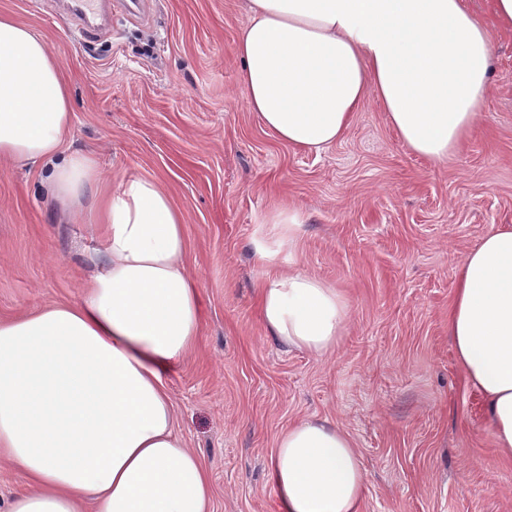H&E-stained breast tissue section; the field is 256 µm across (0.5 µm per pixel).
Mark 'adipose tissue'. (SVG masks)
I'll list each match as a JSON object with an SVG mask.
<instances>
[{
    "instance_id": "ef3b65f1",
    "label": "adipose tissue",
    "mask_w": 512,
    "mask_h": 512,
    "mask_svg": "<svg viewBox=\"0 0 512 512\" xmlns=\"http://www.w3.org/2000/svg\"><path fill=\"white\" fill-rule=\"evenodd\" d=\"M234 53L248 108L293 148L335 143L371 91L401 140L437 163L479 124L493 65L467 0H251ZM72 115L45 38L0 13V160L47 164L51 197L104 233V261L78 302L0 322V457L31 482L9 512H211L209 476L176 432L163 379L196 347L202 319L183 214L155 180L111 189L93 154L64 153ZM265 222L254 249L269 271L266 328L288 348L333 353L348 299L280 269L301 234L298 208ZM448 331L497 448L512 456V226L465 256ZM270 474L281 512H361L367 492L353 439L325 420L291 424Z\"/></svg>"
}]
</instances>
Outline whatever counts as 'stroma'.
<instances>
[{
  "label": "stroma",
  "instance_id": "1",
  "mask_svg": "<svg viewBox=\"0 0 512 512\" xmlns=\"http://www.w3.org/2000/svg\"><path fill=\"white\" fill-rule=\"evenodd\" d=\"M111 0L85 32L59 0H0L58 58L74 102L65 152L94 153L112 185L157 180L185 216L203 318L197 349L164 375L176 425L212 482L214 512H279L268 463L303 417L345 428L368 487L362 512H512V458L448 334L466 253L512 225V27L473 0L491 36L477 130L436 164L367 94L344 136L313 155L263 128L233 52L248 0ZM42 164L0 162V321L76 302L104 249L46 195ZM305 217L290 266L334 284L351 315L319 359L272 338L254 240L274 207Z\"/></svg>",
  "mask_w": 512,
  "mask_h": 512
}]
</instances>
